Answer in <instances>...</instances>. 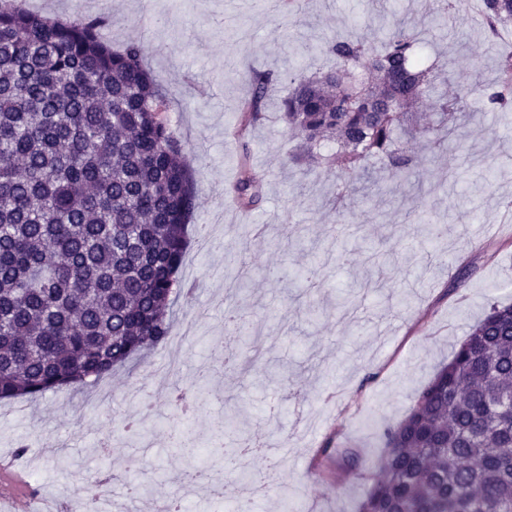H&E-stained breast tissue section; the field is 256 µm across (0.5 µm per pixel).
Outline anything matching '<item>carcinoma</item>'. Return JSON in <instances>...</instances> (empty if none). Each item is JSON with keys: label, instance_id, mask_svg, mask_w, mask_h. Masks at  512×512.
<instances>
[{"label": "carcinoma", "instance_id": "obj_1", "mask_svg": "<svg viewBox=\"0 0 512 512\" xmlns=\"http://www.w3.org/2000/svg\"><path fill=\"white\" fill-rule=\"evenodd\" d=\"M491 25L512 22V0H483ZM105 18L52 20L0 7V402L98 382L166 342V306L188 249L197 190L168 103L141 46L114 50ZM324 50L336 68L299 77L281 102L283 119L303 136L307 157L336 137L344 173L379 161L393 175L411 160L396 131L413 101L427 97L448 121L469 93L433 97L432 73L403 27L381 52L333 38ZM483 109L512 121V56ZM250 96L237 136L266 120L278 82L249 71ZM261 178L239 165L233 199L260 203ZM324 265L294 269L308 291ZM238 305L224 327L244 324ZM224 429L238 454L252 440L245 424ZM387 448L360 512H512V303L491 306L439 367L408 414L384 433Z\"/></svg>", "mask_w": 512, "mask_h": 512}]
</instances>
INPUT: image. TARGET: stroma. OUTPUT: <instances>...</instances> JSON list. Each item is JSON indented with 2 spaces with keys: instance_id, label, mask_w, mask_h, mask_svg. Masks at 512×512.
<instances>
[{
  "instance_id": "35a3bbf8",
  "label": "stroma",
  "mask_w": 512,
  "mask_h": 512,
  "mask_svg": "<svg viewBox=\"0 0 512 512\" xmlns=\"http://www.w3.org/2000/svg\"><path fill=\"white\" fill-rule=\"evenodd\" d=\"M454 13L439 19L430 0H297L286 14L270 0H108L102 35L116 49L143 47L196 179L198 208L179 278L197 297L191 304L174 299L169 317L173 330L190 326L198 337L177 350L163 345L98 386L49 392L19 407L0 404V444L26 446L37 492L61 494L74 484L89 490L95 470L110 469L117 489L133 479L146 498H170L184 471L169 450L179 413L167 400L168 377L153 368L170 361L190 384L208 349L244 353L224 331L225 305L241 301L261 339L262 373L216 376L187 436L209 448L214 426L233 411L252 439L291 437L297 445L278 465L259 457L244 471L224 447L198 465L191 512H239V492L263 481L269 489L246 503L251 512H283L291 501L302 512H357L377 477L385 430L406 417L490 305L512 302V127L475 108L457 116L446 149L436 150L421 129L443 117L420 103L418 122L398 133L411 160L408 179L383 182L366 203L339 197L322 169L292 162L303 140L276 112L247 141L233 130L250 93L249 69L318 75L331 64L319 50L324 40L365 37L379 50L398 19L441 62L436 95L491 91L512 24L489 28L479 0H456ZM245 151L264 175L262 202L252 211L227 193ZM488 164L496 177L486 184L479 176ZM428 220L449 225L446 239H427ZM340 237L376 243L391 261L372 266L358 249L346 264H328L311 294L289 283L286 270L307 262L313 243L328 247ZM242 260L251 274L241 293L224 273ZM356 281L364 304L347 314L336 293ZM310 299L317 306L312 323L305 316ZM133 391L155 406L144 438L129 435L120 420ZM134 450L146 451L147 466L132 478L123 464Z\"/></svg>"
}]
</instances>
